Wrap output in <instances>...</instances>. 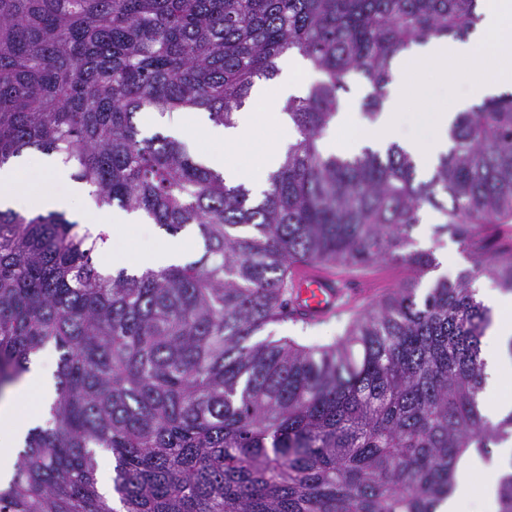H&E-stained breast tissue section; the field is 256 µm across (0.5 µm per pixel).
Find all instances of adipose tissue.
Returning a JSON list of instances; mask_svg holds the SVG:
<instances>
[{
  "label": "adipose tissue",
  "instance_id": "ef3b65f1",
  "mask_svg": "<svg viewBox=\"0 0 512 512\" xmlns=\"http://www.w3.org/2000/svg\"><path fill=\"white\" fill-rule=\"evenodd\" d=\"M476 12L478 25L465 38H435L400 54L393 63L395 78L377 121L362 125L345 140L326 141L325 149L356 153L365 146L382 150L396 144L426 166L447 152L448 130L458 113L503 89H512V0H477ZM315 76L308 59L297 53L289 55L278 78L279 98L303 95ZM452 77L464 79V90L434 102V89L447 87ZM410 98L418 100L420 107L408 123L403 119V106ZM270 126L276 131L271 140L266 137ZM194 131L214 146L209 156L211 168L222 172L227 182L258 192L266 189L269 172L298 137L295 127L278 112L266 116L240 112L230 128L172 118V136L180 138ZM255 142L262 145L260 168L235 163V152ZM84 197V188L76 183L63 193L29 188L21 158H11L0 167L1 209L29 215L60 210L79 223L109 224L121 231L140 223L136 215L122 210L90 211L81 204ZM477 290L493 314L490 340L483 347L485 390L492 398L491 414L500 418L512 413V398L499 393L504 376L512 373V295L482 283ZM54 395L47 359L32 358L22 379L0 402V483L14 474L28 429L39 424Z\"/></svg>",
  "mask_w": 512,
  "mask_h": 512
}]
</instances>
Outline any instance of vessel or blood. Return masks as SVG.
I'll use <instances>...</instances> for the list:
<instances>
[{"label":"vessel or blood","instance_id":"b4317fda","mask_svg":"<svg viewBox=\"0 0 512 512\" xmlns=\"http://www.w3.org/2000/svg\"><path fill=\"white\" fill-rule=\"evenodd\" d=\"M293 280L299 294L294 306L311 322L353 310L365 296L363 288L348 284L345 272L310 262L295 266Z\"/></svg>","mask_w":512,"mask_h":512}]
</instances>
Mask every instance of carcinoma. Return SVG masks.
I'll use <instances>...</instances> for the list:
<instances>
[{
    "label": "carcinoma",
    "mask_w": 512,
    "mask_h": 512,
    "mask_svg": "<svg viewBox=\"0 0 512 512\" xmlns=\"http://www.w3.org/2000/svg\"><path fill=\"white\" fill-rule=\"evenodd\" d=\"M476 0H0V167L57 153L101 208L139 213L203 253L130 273L108 244L51 211L0 209V387L30 356L60 352L57 398L29 430L0 512H117L97 450L115 459L123 512H436L463 454L512 438L485 412L473 284L512 294V94L453 121L431 175L399 146L325 154L348 80L381 112L392 61L414 43L462 37ZM298 52L320 78L282 107L299 133L252 199L175 137L137 116L206 112L231 126L256 83ZM443 216L471 257L422 279L420 213ZM301 261L400 266L397 286L331 345L256 336L285 321ZM498 512H512V459Z\"/></svg>",
    "instance_id": "obj_1"
}]
</instances>
